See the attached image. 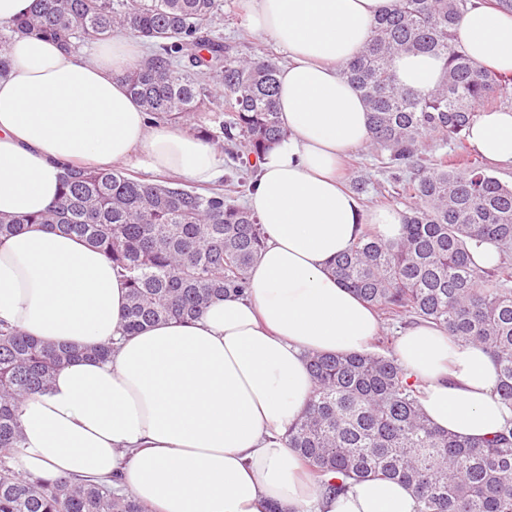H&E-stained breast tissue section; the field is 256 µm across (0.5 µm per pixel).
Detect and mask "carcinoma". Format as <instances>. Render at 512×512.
Masks as SVG:
<instances>
[{
    "label": "carcinoma",
    "mask_w": 512,
    "mask_h": 512,
    "mask_svg": "<svg viewBox=\"0 0 512 512\" xmlns=\"http://www.w3.org/2000/svg\"><path fill=\"white\" fill-rule=\"evenodd\" d=\"M484 0H394L364 49L341 66L370 112L371 147L393 189L402 224L396 241L366 226L336 257L338 282L394 318L425 321L462 343L480 345L498 368L494 395L512 407V185L472 156L466 130L512 88V75L478 68L455 44L465 13ZM220 0H34L0 26V75L17 33L44 34L68 50L124 33L150 53L123 79L144 111L184 125L221 148L237 141L258 156L286 136L276 108L279 65L264 54L238 56L210 26ZM442 60L445 79L427 92L400 86L394 56ZM225 108L230 119L218 121ZM450 147L439 157L430 146ZM29 224L75 234L99 249L128 286L125 330L200 316L217 297L242 296L264 247L254 214L220 189L156 183L121 168H66L43 212L0 217V241ZM501 259L485 265L478 247ZM78 352L0 324V512H147L112 481L25 477L12 466L20 448L17 410L47 390ZM314 391L285 444L320 474L372 477L409 486L417 512H512V428L485 438L435 426L396 354L380 344L352 354H309Z\"/></svg>",
    "instance_id": "cac0c4a2"
}]
</instances>
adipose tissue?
<instances>
[{
	"label": "adipose tissue",
	"mask_w": 512,
	"mask_h": 512,
	"mask_svg": "<svg viewBox=\"0 0 512 512\" xmlns=\"http://www.w3.org/2000/svg\"><path fill=\"white\" fill-rule=\"evenodd\" d=\"M249 27L275 43L276 106L287 131L258 160L247 197L266 233L242 297L212 300L198 318L123 331L128 288L98 249L43 224L0 241V321L45 343L111 344L109 359L79 358L24 400L14 466L32 478L117 477L149 512H417L407 485L372 478L323 494L283 436L313 390L305 357L369 350L375 308L332 272L363 225L388 240L402 224L367 209L342 183L348 156L371 141L363 95L340 67L355 57L393 0H246ZM455 40L482 69L512 74V11H469ZM0 77V216H32L56 198L65 167L146 172L199 185L224 175L211 143L150 118L123 73L146 52L121 35L76 51L15 35ZM398 82L426 91L443 63L396 56ZM490 165L512 170V107L481 112L467 131ZM395 353L440 428L487 437L512 421L493 390L497 370L479 345L421 322Z\"/></svg>",
	"instance_id": "1"
}]
</instances>
